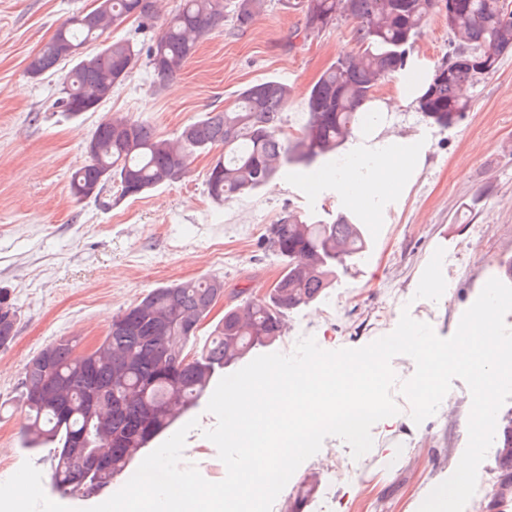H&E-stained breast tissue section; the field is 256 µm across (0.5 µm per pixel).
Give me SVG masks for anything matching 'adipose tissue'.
Returning <instances> with one entry per match:
<instances>
[{"mask_svg": "<svg viewBox=\"0 0 512 512\" xmlns=\"http://www.w3.org/2000/svg\"><path fill=\"white\" fill-rule=\"evenodd\" d=\"M417 95V88L405 78L398 84L396 97L365 104V111L374 114L375 119L352 132V140L360 141L361 146L334 175L337 193L353 206H370L387 193L391 180L402 183L412 173L414 166L404 150L403 138L392 135L383 120L413 103Z\"/></svg>", "mask_w": 512, "mask_h": 512, "instance_id": "adipose-tissue-1", "label": "adipose tissue"}]
</instances>
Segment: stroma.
I'll return each instance as SVG.
<instances>
[{
    "label": "stroma",
    "mask_w": 512,
    "mask_h": 512,
    "mask_svg": "<svg viewBox=\"0 0 512 512\" xmlns=\"http://www.w3.org/2000/svg\"><path fill=\"white\" fill-rule=\"evenodd\" d=\"M93 4L0 0V288L9 290L19 311L13 343L0 348V481L28 460L39 467L47 493L46 454L19 443L28 360L60 339L76 341L81 350L100 342L119 310L178 281H223L224 297L201 325L209 334L234 295L264 298L279 279L282 263L263 241L283 212L325 219L355 213L368 241L324 295L288 313L287 329L272 346L283 354L309 336L325 350L362 347L391 333L405 310L450 337L484 282L500 277L501 260L512 257V55L465 88L471 109L454 126L426 125L411 106L396 113V130L421 147L416 172L366 210L352 209L327 183L332 158L310 168L288 166L263 190L216 203L206 187L211 153L190 155L184 177L143 196L120 197L109 184L98 196L76 199L70 175L86 163L87 142L112 114L144 121L173 139L242 88L273 78L293 89L283 114V132L293 137L306 120L311 85L332 62L359 51L354 21L305 39L298 35L301 14L267 0L247 32L225 27L200 44L175 79L183 93L156 90L141 63L98 111L73 117L58 105L67 68L34 78L27 66L63 21ZM451 41L444 19L432 18L414 57L435 67L451 52ZM430 280L441 282L440 292H426ZM394 399L400 412L373 426L367 454L352 459L349 446L327 437L272 512H284L312 476L318 487L305 512H418L467 446L471 395L463 380H453L436 413L419 424L408 399L399 393ZM193 419L198 426L186 438L183 462L206 480L221 481L226 470L204 436L216 418L201 405L181 417ZM332 456L354 460L353 473L344 477L327 467Z\"/></svg>",
    "instance_id": "1"
}]
</instances>
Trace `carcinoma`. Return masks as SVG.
Returning <instances> with one entry per match:
<instances>
[{
	"label": "carcinoma",
	"instance_id": "obj_1",
	"mask_svg": "<svg viewBox=\"0 0 512 512\" xmlns=\"http://www.w3.org/2000/svg\"><path fill=\"white\" fill-rule=\"evenodd\" d=\"M450 1L453 50H476L495 66L512 53L508 0H287L302 14L304 37L352 19L359 44L357 55L337 59L310 87L299 136L283 135L282 117L292 88L275 80L244 88L233 105L185 125L174 139L159 136L147 123L114 114L93 132L98 152L72 173V195L80 200L85 187L95 185L100 192L112 182L120 196L138 197L179 180L187 154L221 148L224 154L209 171L207 189L213 200L223 202L269 186L290 164L308 167L337 154L376 87L417 68L411 50L422 28ZM265 7L266 0H231L228 7L224 0H179L147 47L127 38L87 54L86 44L107 36L131 15L140 31L155 26L158 11H146V0H110V17L101 26L69 17L32 58L28 70L43 75L72 64L70 92L63 93L61 104L63 111L77 116L111 98L142 57L154 73L156 88L162 89L224 22L244 32ZM472 60L469 54L461 55L434 69L416 100L427 125L448 129L470 109L461 88L486 76L476 71ZM354 220L341 214L326 223L288 211L269 225L265 248L284 263L274 288L264 299H245L227 309L210 333L211 342L186 361L171 357L169 337H181L185 347L197 340V324L211 313L209 303L218 292L216 279L160 286L118 312L101 342L102 357L89 371L69 341L51 343L33 356L21 381L22 444L31 450L48 448L53 489L63 498L97 496L198 403L224 368L276 341L287 312L319 299L335 269L366 248L363 229ZM17 319L8 292L0 289V348L12 342ZM46 352L51 363L44 370L36 363ZM49 388L53 396L46 399L42 393ZM103 402L109 405L106 411L100 409ZM81 437L108 459V470L83 472L79 458L70 452ZM510 504L512 417L502 431L492 493L493 506Z\"/></svg>",
	"mask_w": 512,
	"mask_h": 512
}]
</instances>
